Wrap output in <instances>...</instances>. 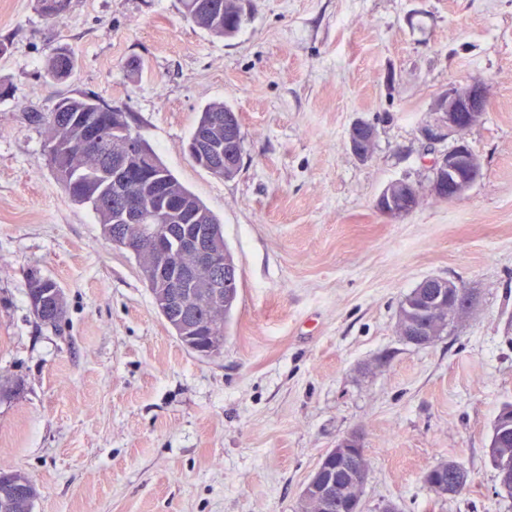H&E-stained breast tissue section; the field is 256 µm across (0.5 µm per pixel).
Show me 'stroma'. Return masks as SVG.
<instances>
[{
	"mask_svg": "<svg viewBox=\"0 0 512 512\" xmlns=\"http://www.w3.org/2000/svg\"><path fill=\"white\" fill-rule=\"evenodd\" d=\"M230 39L180 0H0V468L39 488L34 512H297L337 440L359 434L362 512H512L490 459L512 403V0H246ZM67 47L66 82L44 74ZM480 81L463 141L482 178L454 202L430 193L421 136L452 88ZM88 94L134 114L138 134L224 226L240 294L220 357L189 353L154 308L134 257L74 202L46 156L49 112ZM229 105L244 134L232 180L187 151L202 107ZM377 132L369 161L347 133ZM411 182L416 209L375 207ZM63 288L40 324L28 274ZM469 292L434 345L396 334L424 278ZM455 460V496L423 481ZM376 137V130L374 126L365 121L354 122L348 130V143L352 152L362 161L371 158L366 155L363 146L367 140H373ZM392 184L396 188L387 190L386 185L377 197L376 205L380 213L395 219L414 210L413 200H418V192L412 183L403 179L393 180ZM40 275L37 271H31L29 274V292L28 297L30 301V308L33 316L42 324L47 325L44 320H49L48 325L56 326L65 316L66 306L57 311L55 307H51L49 302H46L43 298H41L42 290L38 288L43 277H38ZM39 291V292H37ZM40 301L42 302L40 304Z\"/></svg>",
	"mask_w": 512,
	"mask_h": 512,
	"instance_id": "obj_1",
	"label": "stroma"
}]
</instances>
